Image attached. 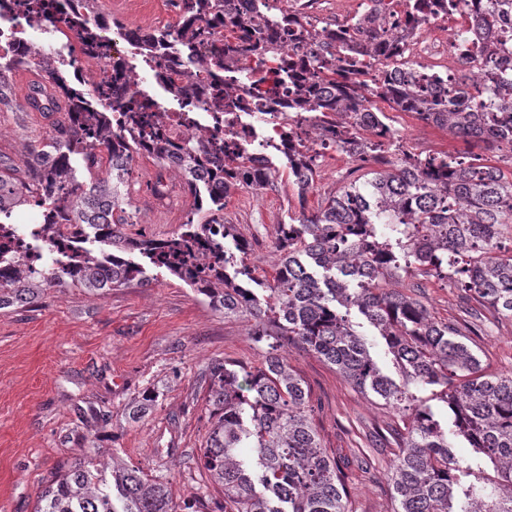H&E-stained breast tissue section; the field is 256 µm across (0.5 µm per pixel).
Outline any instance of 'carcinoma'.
<instances>
[{
	"mask_svg": "<svg viewBox=\"0 0 512 512\" xmlns=\"http://www.w3.org/2000/svg\"><path fill=\"white\" fill-rule=\"evenodd\" d=\"M32 19L51 24L62 38L74 36L79 50L94 58L108 55L110 45L100 35L101 15L94 0H79L69 10L59 0H31ZM252 30H230L225 48L200 53L199 24L225 27L238 10L237 0H180L175 26L132 31L141 54L173 39L189 62L211 74L238 62L248 52L252 33L275 43L274 30L289 19L280 0H256ZM484 7L462 18L458 42L474 63L449 90L391 51L377 32L370 46L358 49V35L382 17L405 14L410 31L421 27L424 14L453 17L455 0H369L336 33V51L308 59L312 79L288 112H317L319 135H340L337 149L351 156L358 151L378 154L380 168L369 178L342 186L319 209L298 224H281L274 244V274L258 280L245 264L249 243L236 225L224 223V205L203 206L204 196L226 199L247 186L255 191L285 179L304 200L312 188L318 154H312L293 132L294 147L284 163L253 176L240 152L224 151L207 136L193 133L178 148L176 167L184 189L194 198L196 223L161 239L125 232L129 207L126 189L135 158L151 157L166 165L168 149L143 148L137 134L141 113L159 109L147 92L131 98L114 95L100 106L71 77L56 71L52 55L0 52V108L11 106V75L23 66L47 73V82L30 85L24 111L54 117V133L30 147L24 176L14 175L0 158V210H14L38 198L46 207V224L65 225L74 253L60 252L47 238L53 254L42 275L30 277L15 261L13 231L0 228V308L33 304L49 288L80 284L99 295L114 288L141 286L146 280L135 253L166 269L209 300L226 317H243L250 335L267 349L260 364L249 369L225 359L208 363L210 429L200 464L224 492L222 512H349V491L336 458L323 448L308 413V391L281 352L286 346L306 349L334 366L343 379L363 393L371 392L410 422L396 433L398 453L389 481L394 512H455L458 494L468 499L460 512H512V374L486 372L480 356L467 343L477 332L468 322L436 319L418 299L398 287L411 267L430 270L464 292L474 316L482 307L512 317V173L480 159L461 161L443 154L424 162L397 141L350 139L360 127V113L374 112L383 102L418 120L452 132L466 141L488 136L491 145L512 152V55L492 62L497 50L489 43L496 28L512 25V0H483ZM300 35L298 52L317 42L293 20ZM238 105L223 88L205 101L213 112ZM125 112L126 126L112 127V113ZM224 225V239L240 254V267L229 269L234 254L221 242H208L211 225ZM378 224H420L428 231L419 245L405 235L394 242L378 237ZM254 283L265 292L258 296ZM355 308L377 330L401 365L405 385L396 384L372 358L364 339L339 308ZM438 388L448 405L457 436L494 464L495 475L461 490L463 467L449 454L448 436L429 405L416 402L407 385ZM256 449L250 462L241 449ZM35 512H199L191 498L178 505L167 487L141 468L122 462L108 470L88 458L76 459L52 477L37 497Z\"/></svg>",
	"mask_w": 512,
	"mask_h": 512,
	"instance_id": "carcinoma-1",
	"label": "carcinoma"
}]
</instances>
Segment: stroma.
Listing matches in <instances>:
<instances>
[{
    "instance_id": "1",
    "label": "stroma",
    "mask_w": 512,
    "mask_h": 512,
    "mask_svg": "<svg viewBox=\"0 0 512 512\" xmlns=\"http://www.w3.org/2000/svg\"><path fill=\"white\" fill-rule=\"evenodd\" d=\"M101 13L144 30L175 25V0H97ZM403 146L446 143L460 155L466 143L387 109ZM52 133L38 112L0 111V158L24 169L28 147ZM334 149L322 151L305 200L287 182L261 193L247 188L225 200L224 220L251 244L245 262L255 276H272L270 250L280 225L314 213L324 197L374 169ZM128 233L164 239L194 212L180 176L139 157L127 180ZM145 286L100 296L68 285L33 304L0 309V512H34L39 491L66 462L92 455L117 459L161 477L175 502L199 497L215 512L224 494L198 457L209 427L204 370L211 360L257 365L264 351L245 320L224 317L204 296L162 269ZM412 294L439 319H462L458 289L421 272L407 277ZM472 342L488 372L512 373V317L477 322ZM288 361L310 393V414L321 443L339 461L352 512H393L388 480L393 451L373 438L401 419L373 394L347 383L315 354L293 348ZM157 396L136 414L144 392Z\"/></svg>"
}]
</instances>
